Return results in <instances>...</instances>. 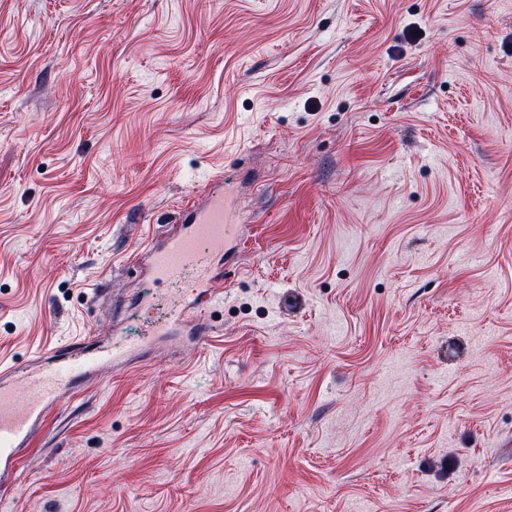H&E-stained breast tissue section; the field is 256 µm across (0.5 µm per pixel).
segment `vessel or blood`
<instances>
[{"mask_svg":"<svg viewBox=\"0 0 512 512\" xmlns=\"http://www.w3.org/2000/svg\"><path fill=\"white\" fill-rule=\"evenodd\" d=\"M241 229L224 197V178L219 175L208 188L195 193L192 203L183 209L176 231L152 238L144 258L153 280L174 282L186 270L196 272L190 296L197 318L176 315L171 324L162 327V334L188 327L194 334L205 335L201 317L216 299L213 282L222 273L224 254L237 247ZM145 346L142 339L112 347L85 341L77 357L64 345L50 354H39L25 371L13 365L0 369V477L18 469L22 451L36 429L78 381L122 363Z\"/></svg>","mask_w":512,"mask_h":512,"instance_id":"vessel-or-blood-1","label":"vessel or blood"}]
</instances>
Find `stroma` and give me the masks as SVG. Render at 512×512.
Masks as SVG:
<instances>
[{
    "label": "stroma",
    "instance_id": "35a3bbf8",
    "mask_svg": "<svg viewBox=\"0 0 512 512\" xmlns=\"http://www.w3.org/2000/svg\"><path fill=\"white\" fill-rule=\"evenodd\" d=\"M218 174L208 338L0 512H512V0H0V361L165 321L139 255Z\"/></svg>",
    "mask_w": 512,
    "mask_h": 512
}]
</instances>
